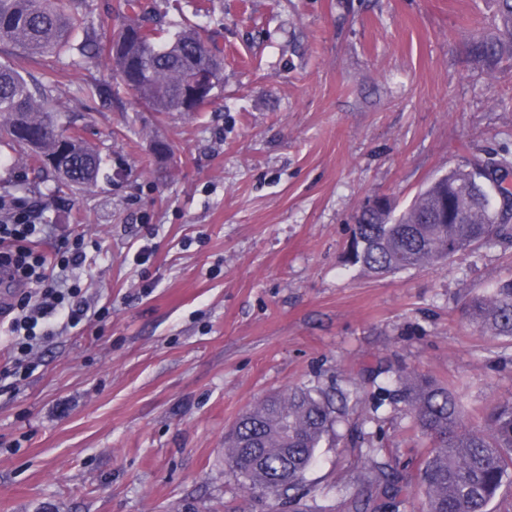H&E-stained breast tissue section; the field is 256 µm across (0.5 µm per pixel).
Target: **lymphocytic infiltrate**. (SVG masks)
Listing matches in <instances>:
<instances>
[{
  "mask_svg": "<svg viewBox=\"0 0 512 512\" xmlns=\"http://www.w3.org/2000/svg\"><path fill=\"white\" fill-rule=\"evenodd\" d=\"M45 225L32 223L26 212H16L11 223L0 224V275L14 281H25L36 287L34 304L21 303L8 306L5 314L9 318V332L15 338L19 353L15 366H24L39 342L36 327L40 320L60 317L77 324L84 320L89 305L77 291L69 287L65 273L81 262L86 254L82 242L67 248L56 268H48L44 258L34 253L31 243L42 236Z\"/></svg>",
  "mask_w": 512,
  "mask_h": 512,
  "instance_id": "lymphocytic-infiltrate-1",
  "label": "lymphocytic infiltrate"
}]
</instances>
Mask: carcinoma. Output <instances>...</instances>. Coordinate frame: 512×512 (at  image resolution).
Segmentation results:
<instances>
[{
    "label": "carcinoma",
    "mask_w": 512,
    "mask_h": 512,
    "mask_svg": "<svg viewBox=\"0 0 512 512\" xmlns=\"http://www.w3.org/2000/svg\"><path fill=\"white\" fill-rule=\"evenodd\" d=\"M495 31L470 39L471 55L494 70L512 60V0H496ZM125 21L104 33L92 29L82 0H0V45L16 50L14 63H0V143L32 168L64 153L52 173L57 187L81 188L99 177L104 159L86 145L80 129L59 127L56 96L26 78L25 65L77 52L101 58L134 82L133 93L151 112L184 111L190 73L208 69L224 81V50L191 28L170 24L165 33L146 19L145 0H121ZM484 173L457 167L399 207L361 208L352 228L348 261L374 275L427 269L512 232V195L497 197L491 182L512 173V155L494 153ZM468 323L512 341V277L465 303ZM374 408L402 405L430 448L418 469L423 512H488L506 480L512 481V398L497 402L482 423L473 422L463 393L418 373L396 376ZM349 392L296 386L245 412L224 438V455L253 494L290 503L303 490L306 472L334 425L345 417ZM350 500V512H376L378 496L402 502L411 482L399 462H373Z\"/></svg>",
    "instance_id": "carcinoma-1"
}]
</instances>
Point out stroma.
Segmentation results:
<instances>
[{"label": "stroma", "instance_id": "obj_1", "mask_svg": "<svg viewBox=\"0 0 512 512\" xmlns=\"http://www.w3.org/2000/svg\"><path fill=\"white\" fill-rule=\"evenodd\" d=\"M224 49L199 112H150L99 60L34 63L59 125L83 128L105 175L78 192L0 165V197L48 227L53 256L84 236L70 279L99 319L53 318L32 368L0 324V512H349L383 429L416 466L422 437L380 386L414 371L462 387L475 416L512 395V342L464 303L512 276V234L427 270L347 261L368 197L410 200L490 150L512 152V64L469 53L495 0H154ZM101 81L100 93L81 89ZM171 143L161 159L154 140ZM305 384L350 392L348 415L281 505L224 458L233 423Z\"/></svg>", "mask_w": 512, "mask_h": 512}]
</instances>
